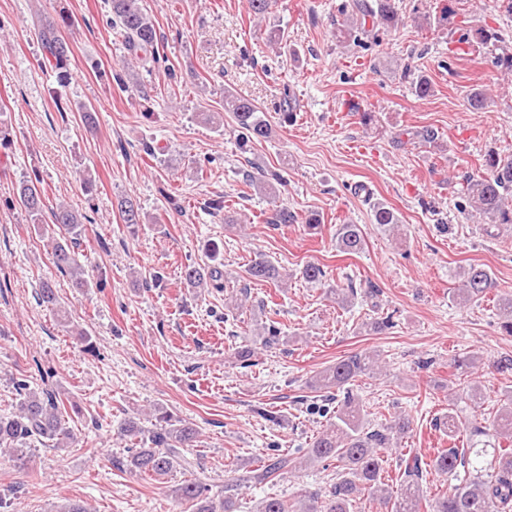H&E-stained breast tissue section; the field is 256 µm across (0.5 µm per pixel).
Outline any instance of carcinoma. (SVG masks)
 <instances>
[{"label":"carcinoma","instance_id":"carcinoma-1","mask_svg":"<svg viewBox=\"0 0 512 512\" xmlns=\"http://www.w3.org/2000/svg\"><path fill=\"white\" fill-rule=\"evenodd\" d=\"M399 0H351L343 4L344 19L336 29L342 41H359L369 32L367 25L392 27L399 21ZM112 26L119 29L131 57L143 62L156 58L157 30L153 20L139 7V0H110ZM69 23V17L59 15V20H44L40 40L46 52L54 60L59 82L68 80L67 47L57 35L58 25ZM500 32L485 26L469 29L458 39L462 47L458 51L476 45L502 43ZM405 76L411 78L416 96L425 98L432 92L427 78L415 75L412 67H405ZM224 111L232 113L237 128V143L245 151L249 144L268 134L264 113L252 100L224 92ZM458 208L476 214L490 227L512 224V154L496 149L485 155L484 170L462 177ZM15 201L37 223L41 237L49 240L51 259L56 270L68 276L75 288L88 287L84 267L78 260V249L84 232L87 215L61 204L52 210V223L42 224L45 195L39 182L26 180L20 183ZM119 215L125 224L143 223L141 212L130 199L119 203ZM372 220L391 231L399 226V219L392 209L381 202L372 205ZM336 250L353 255L364 248L365 239L358 224H338L335 234ZM249 281L267 282L275 286L288 283V274L263 254H258L246 268ZM301 278L311 284H326L322 267L315 262L306 263L300 270ZM459 287L450 291V300L460 304L474 302L485 297L495 287L493 275L482 264H468L458 272ZM184 283L191 288H226L224 267L211 253L207 264H188L182 268ZM327 295L339 307H347L357 298L353 286L328 287ZM500 328L512 336V298L500 300L497 308ZM378 358L371 352H355L337 360L316 373L310 379V387L325 394V400L336 404L333 422L318 432L303 454L309 464L334 460L338 464L336 482L326 492L314 491L307 495L299 509L292 511L283 501L270 498L264 501L261 512H351L353 503L363 495L379 501L390 512H420L423 498V474L433 471L457 480L447 495L435 502L433 512H512V450L501 441L512 442V389L501 395L499 415L487 427L477 420L466 421L454 409L449 400L448 412L435 421L434 427L448 440L455 441L461 434L468 435L465 448L450 446L437 449L434 456L425 460L418 455L401 461L404 465L400 500L391 502L387 489L383 488L382 474L385 469V450L397 446L411 431L409 417L399 414L389 424L371 428L365 418L363 406L353 390L356 378L370 375L377 367ZM18 402L13 411L0 415V450L26 465L25 446L34 442H50L54 447H67L76 441L68 426L59 394L50 389H33L26 379L13 382ZM158 419L164 425L152 431L148 440H142L144 430L133 418L118 425V438L131 442L135 448L117 468L127 467L131 472L151 474L155 477L171 474L178 465L175 449L190 448L196 442L198 431L184 419L172 417L155 408ZM296 468L294 460L286 454L272 453L257 472L245 475L242 483L262 484L273 481ZM216 505L207 496V488L200 482L186 479L176 488L177 498L191 504L192 512H235L232 491Z\"/></svg>","mask_w":512,"mask_h":512}]
</instances>
